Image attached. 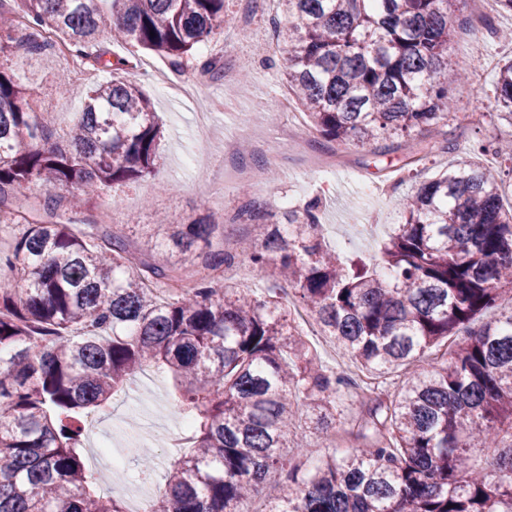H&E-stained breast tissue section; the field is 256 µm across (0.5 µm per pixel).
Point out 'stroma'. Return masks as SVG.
<instances>
[{
    "label": "stroma",
    "instance_id": "1",
    "mask_svg": "<svg viewBox=\"0 0 512 512\" xmlns=\"http://www.w3.org/2000/svg\"><path fill=\"white\" fill-rule=\"evenodd\" d=\"M274 12L271 0H226L227 22L223 30L207 46L195 50L178 69L168 60L132 45L103 41L110 56L137 60L138 66L130 75L151 98L162 124V139L160 160L153 174L118 192H102L91 213L94 218L105 219L108 230L128 237L145 255L159 261L172 255L171 248L157 246L153 235L151 225L158 210L166 212L174 223L209 213L224 215V224L218 225L211 237L213 248H222L227 242L242 254L253 248L249 229L234 219L250 195L243 192L241 182L230 180L229 174L256 169L265 153L255 144L245 154L225 153L224 139L233 136L244 140L242 113L251 111L258 100L265 101L268 110H275L277 99L288 92L284 55H276L271 66L264 61L265 48L273 38ZM241 27L246 30L242 36L237 33ZM484 45L487 63L483 66L467 55L465 40L456 38L449 45L448 61L454 68L471 73L476 67H483L480 84L488 93L476 98L470 86L456 87L459 107L449 115L444 127L456 149L417 165L419 179L439 176L469 160L468 147L473 142L493 140L507 133L497 120L498 106L489 90L498 65L512 58V42L488 34ZM209 56L222 59L225 68L239 74L236 101L225 102L223 82L201 73L199 62ZM74 70L72 58L58 54L51 66H34L28 71L38 92L37 103L48 107L55 140L61 144L89 90L105 77L104 72L92 69L85 79L72 81L66 91H59L56 74ZM174 76L191 88V96L163 93L162 78ZM205 107L219 133L201 138L196 134V114ZM314 140V132L303 126L297 132L296 146L281 150L275 167L277 180L267 195L288 197L290 204L273 206L275 222H283L286 208H302L315 198L320 202V218L330 244L366 257L377 254L391 225L400 221L398 202L410 187L407 172L400 169L402 153L378 158L345 143L331 142L319 148ZM239 272L242 287L258 293L276 287L283 306L295 311L294 324L308 344L318 343L312 320L298 314L300 305L291 286L284 282L272 284L263 274L245 266ZM369 405L368 398L357 395L355 390L341 393L340 414L336 418L338 444L353 445L352 434L366 417ZM176 409L177 395L170 381L150 366L113 400L111 408L85 418L84 454L89 468L99 476L98 492L121 499L131 510L141 500L165 489L170 463L183 454L182 449L170 447L167 438L168 433L181 426ZM137 444L150 448L154 455L155 469L146 478L131 461Z\"/></svg>",
    "mask_w": 512,
    "mask_h": 512
}]
</instances>
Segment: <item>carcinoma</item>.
<instances>
[{
    "label": "carcinoma",
    "mask_w": 512,
    "mask_h": 512,
    "mask_svg": "<svg viewBox=\"0 0 512 512\" xmlns=\"http://www.w3.org/2000/svg\"><path fill=\"white\" fill-rule=\"evenodd\" d=\"M284 21L288 90L325 142L402 151L405 165L434 152L415 132L448 119L465 75L448 67L451 11L467 0H273ZM224 0H0V224H17L0 251V512H126L91 490L82 461L84 417L103 410L148 364L167 370L192 429L148 512H246L273 472L288 492L266 512H512V307L475 319L512 294V209L502 169L469 161L399 200L401 222L374 258L328 247L315 200L268 224L269 203L240 215L256 245L207 255L204 275L151 262L124 236L78 215L105 188L147 178L158 161L159 118L104 59L103 31L180 67L224 27ZM53 32L75 59L112 78L94 85L53 141L49 112L18 62L44 63ZM498 118L512 128V60L494 77ZM473 151L507 156L512 143ZM41 193L24 200L18 189ZM214 215L160 224L182 259L209 244ZM238 264L293 286L321 332L377 379L412 365L393 398L376 399L362 446L330 455L304 477L283 449L330 439L345 379L317 366L275 293L224 276ZM466 337L443 361L432 349Z\"/></svg>",
    "instance_id": "obj_1"
}]
</instances>
